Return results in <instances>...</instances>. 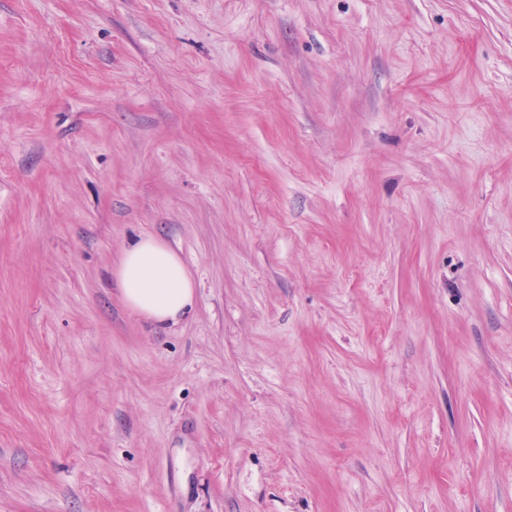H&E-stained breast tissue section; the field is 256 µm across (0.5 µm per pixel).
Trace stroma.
<instances>
[{"instance_id":"35a3bbf8","label":"stroma","mask_w":512,"mask_h":512,"mask_svg":"<svg viewBox=\"0 0 512 512\" xmlns=\"http://www.w3.org/2000/svg\"><path fill=\"white\" fill-rule=\"evenodd\" d=\"M0 512H512V0H0ZM114 276L127 307L156 326L177 323L194 305V283L187 267L155 237H142L127 248Z\"/></svg>"}]
</instances>
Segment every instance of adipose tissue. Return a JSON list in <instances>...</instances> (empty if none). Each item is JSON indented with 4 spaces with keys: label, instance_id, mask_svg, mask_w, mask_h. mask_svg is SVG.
Instances as JSON below:
<instances>
[{
    "label": "adipose tissue",
    "instance_id": "obj_1",
    "mask_svg": "<svg viewBox=\"0 0 512 512\" xmlns=\"http://www.w3.org/2000/svg\"><path fill=\"white\" fill-rule=\"evenodd\" d=\"M114 276L127 307L155 325L177 323L194 304V283L187 267L155 237H142L127 248Z\"/></svg>",
    "mask_w": 512,
    "mask_h": 512
}]
</instances>
